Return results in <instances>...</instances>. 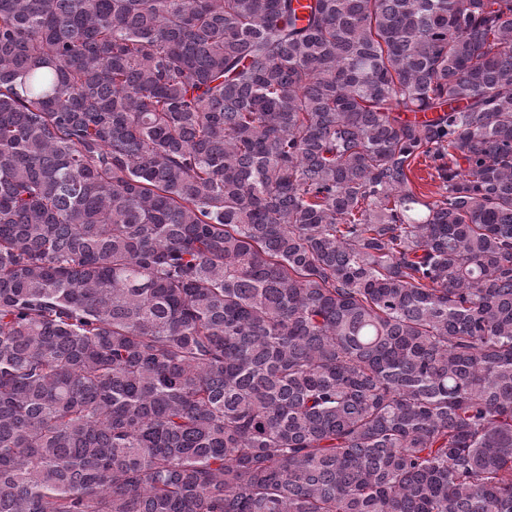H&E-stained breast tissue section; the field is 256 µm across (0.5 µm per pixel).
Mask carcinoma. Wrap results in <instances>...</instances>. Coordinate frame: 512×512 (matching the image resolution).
<instances>
[{
  "label": "carcinoma",
  "mask_w": 512,
  "mask_h": 512,
  "mask_svg": "<svg viewBox=\"0 0 512 512\" xmlns=\"http://www.w3.org/2000/svg\"><path fill=\"white\" fill-rule=\"evenodd\" d=\"M0 512H512V0H0Z\"/></svg>",
  "instance_id": "obj_1"
}]
</instances>
